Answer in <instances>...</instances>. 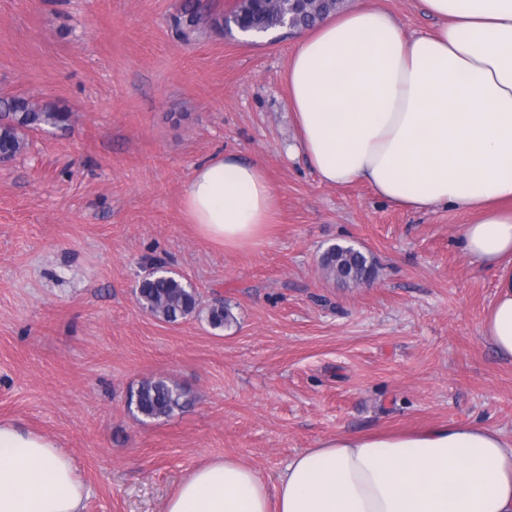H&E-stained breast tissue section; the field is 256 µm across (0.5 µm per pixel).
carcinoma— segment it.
I'll list each match as a JSON object with an SVG mask.
<instances>
[{"label":"carcinoma","mask_w":512,"mask_h":512,"mask_svg":"<svg viewBox=\"0 0 512 512\" xmlns=\"http://www.w3.org/2000/svg\"><path fill=\"white\" fill-rule=\"evenodd\" d=\"M306 9L291 11L286 0L269 7L263 0H244L225 20V27L236 26L249 34H268L288 28L294 32L315 26L336 11L341 0H308ZM69 113L55 104H34L25 97H0V156L12 159L27 146L30 131L64 126ZM322 266L337 281L358 284L375 275V266L366 253L353 246L332 245L321 257ZM141 307L156 318L175 323L199 311V299L194 289L158 269L143 278L137 288ZM207 318L213 328H223L234 321L229 306L214 305ZM193 403L188 392L163 379H145L130 389L127 409L136 417L149 420L171 418Z\"/></svg>","instance_id":"obj_1"}]
</instances>
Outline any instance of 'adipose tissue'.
Masks as SVG:
<instances>
[{
    "label": "adipose tissue",
    "instance_id": "1",
    "mask_svg": "<svg viewBox=\"0 0 512 512\" xmlns=\"http://www.w3.org/2000/svg\"><path fill=\"white\" fill-rule=\"evenodd\" d=\"M437 27L406 36L379 9L325 17L298 35L288 102L322 183H366L397 207L474 213L458 236L496 271L481 327L512 360V0H423ZM277 203L260 162L197 166L190 223L226 249L264 240ZM75 459L44 435L0 423V512H83ZM164 512H512V442L449 423L409 434L342 433L295 455L268 483L233 458L195 466Z\"/></svg>",
    "mask_w": 512,
    "mask_h": 512
}]
</instances>
